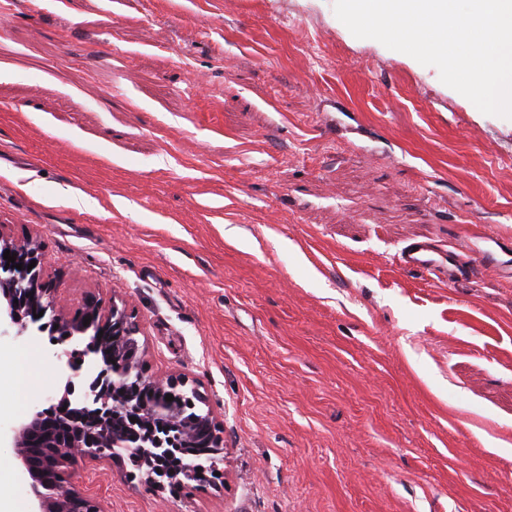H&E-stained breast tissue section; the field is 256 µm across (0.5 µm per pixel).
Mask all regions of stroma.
Returning a JSON list of instances; mask_svg holds the SVG:
<instances>
[{"instance_id":"obj_1","label":"stroma","mask_w":512,"mask_h":512,"mask_svg":"<svg viewBox=\"0 0 512 512\" xmlns=\"http://www.w3.org/2000/svg\"><path fill=\"white\" fill-rule=\"evenodd\" d=\"M6 2L0 225L223 426L217 479L80 460L79 487L104 512H512V283L395 260L512 246V119L347 37L333 0ZM54 350L0 335V382L31 381L0 434L102 367Z\"/></svg>"}]
</instances>
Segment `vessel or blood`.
Masks as SVG:
<instances>
[{
    "label": "vessel or blood",
    "mask_w": 512,
    "mask_h": 512,
    "mask_svg": "<svg viewBox=\"0 0 512 512\" xmlns=\"http://www.w3.org/2000/svg\"><path fill=\"white\" fill-rule=\"evenodd\" d=\"M396 262L402 269L422 272L448 285L465 279L478 267L490 268L498 278L512 280V260L499 261L493 248L475 247L461 255L432 241L413 242L398 250Z\"/></svg>",
    "instance_id": "vessel-or-blood-1"
}]
</instances>
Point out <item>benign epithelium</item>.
<instances>
[{
  "label": "benign epithelium",
  "instance_id": "benign-epithelium-1",
  "mask_svg": "<svg viewBox=\"0 0 512 512\" xmlns=\"http://www.w3.org/2000/svg\"><path fill=\"white\" fill-rule=\"evenodd\" d=\"M15 255V261L4 260L5 251ZM33 268H28L31 261ZM23 264V269L16 268ZM42 252L38 242L10 238L0 225V334L13 329L22 336L39 324V312H51L45 327L57 326V344L80 342L82 348L65 349L68 370L75 373L74 358L102 356L103 366L91 381L82 399V410L98 416L93 427L80 424V417L70 410L69 394H64L55 407V414L34 411L11 429L10 443L14 458L29 478L34 496V512H103L100 500L78 489L74 474L67 465L79 457L93 462L110 463L124 458L123 448L141 449L145 464L144 482L153 490L164 488L166 478L154 468L153 461L168 451L161 438L151 433L155 424L177 436L184 448H222L224 436L220 425L210 414L189 424L182 408L175 401L140 402L144 414L143 433L128 436L112 426L119 405L113 399V375L124 369L143 373L144 362L139 353L138 327L125 311L112 307L106 311L99 301L90 298L78 311L68 313L59 308L52 295L53 288L41 281ZM185 385L176 377H158L146 382L150 391L172 394Z\"/></svg>",
  "mask_w": 512,
  "mask_h": 512
}]
</instances>
